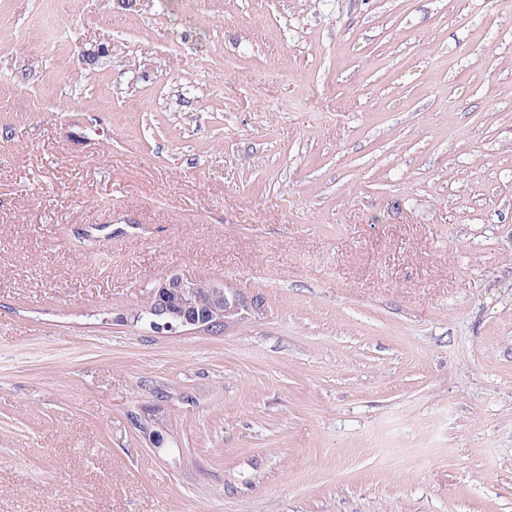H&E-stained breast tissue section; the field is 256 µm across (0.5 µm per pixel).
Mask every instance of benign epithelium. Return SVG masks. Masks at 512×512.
<instances>
[{"instance_id":"7a95c632","label":"benign epithelium","mask_w":512,"mask_h":512,"mask_svg":"<svg viewBox=\"0 0 512 512\" xmlns=\"http://www.w3.org/2000/svg\"><path fill=\"white\" fill-rule=\"evenodd\" d=\"M206 291L210 303L204 312L197 310L198 293ZM156 298L151 306L135 319L157 333H177L194 327L213 330L224 327L247 308V301L240 294L227 290L224 285L201 280L180 273L162 277L154 286Z\"/></svg>"}]
</instances>
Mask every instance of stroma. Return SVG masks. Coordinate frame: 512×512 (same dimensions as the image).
<instances>
[{"mask_svg":"<svg viewBox=\"0 0 512 512\" xmlns=\"http://www.w3.org/2000/svg\"><path fill=\"white\" fill-rule=\"evenodd\" d=\"M0 512H512V0H0ZM199 305L207 309L197 310ZM156 298L143 313H136V322H144L157 333H177L194 327L204 330L223 328L230 320L247 308V301L240 294L227 290L224 285L201 280L180 273L162 277L154 286Z\"/></svg>","mask_w":512,"mask_h":512,"instance_id":"35a3bbf8","label":"stroma"}]
</instances>
